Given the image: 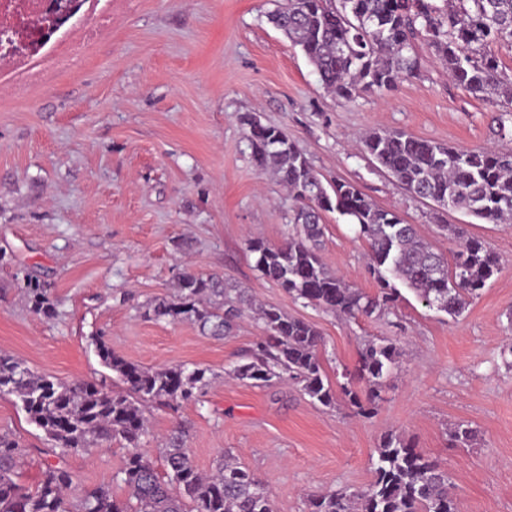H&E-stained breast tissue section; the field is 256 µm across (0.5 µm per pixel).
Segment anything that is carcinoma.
<instances>
[{"label": "carcinoma", "mask_w": 512, "mask_h": 512, "mask_svg": "<svg viewBox=\"0 0 512 512\" xmlns=\"http://www.w3.org/2000/svg\"><path fill=\"white\" fill-rule=\"evenodd\" d=\"M269 20L300 47L322 85L339 98L388 93L417 75L415 43L420 40L456 85L512 112V76L488 51L493 43L512 44V0H288ZM245 125L256 168L272 171L296 203L284 242L272 245L252 238L247 248L260 275L294 299L349 317L381 316L398 301L394 281L399 280L425 306L455 319L498 273V256L484 241L465 236L462 228L442 225L460 240L449 259L424 241L415 225L378 206L354 184L338 181L326 188L318 170L281 129L252 116ZM362 149L416 198L484 223L512 222L511 151L450 146L397 129L369 132ZM327 212L350 218L357 237L368 244L377 293L352 287L322 262L318 248ZM24 292L35 312L55 314L56 305L38 279L26 276ZM241 313V302L224 301L217 280L192 271L180 274L175 298L150 302L145 310L156 321L195 322L211 335L231 331ZM260 318L267 336L233 369L237 379L267 385L287 378L315 404L332 407L341 397L361 416L377 409L381 381L400 357L394 342L365 341L355 371L364 391L349 381L336 390L325 375L323 337L315 324L275 307L261 309ZM94 344L120 389L91 382L63 384L0 353V396H15L52 449L63 454L122 444L125 459L115 478L124 484L127 499H115L110 484L101 483L79 501H69L72 475L59 463L45 464L37 489H26L16 480L24 449L0 433V512H273L269 489L247 469L225 461L209 475L199 471L180 427L159 449L165 475L140 448L147 434L142 406L177 410L208 386L206 369H143L117 356L103 337H95ZM451 439L454 446L467 448L475 431L458 424ZM373 472V481L364 487L310 495L306 512H459L448 472L399 433L384 437Z\"/></svg>", "instance_id": "obj_1"}]
</instances>
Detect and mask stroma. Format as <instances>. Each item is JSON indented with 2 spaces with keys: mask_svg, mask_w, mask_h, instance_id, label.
I'll return each mask as SVG.
<instances>
[{
  "mask_svg": "<svg viewBox=\"0 0 512 512\" xmlns=\"http://www.w3.org/2000/svg\"><path fill=\"white\" fill-rule=\"evenodd\" d=\"M106 25L70 56L61 38L43 57L0 62V352L66 384H112L96 354L104 337L120 357L147 368L207 369L199 402L179 413L146 410L142 446L158 459L162 440L184 428L191 456L210 471L232 454L271 491L274 512H303L310 494L358 488L373 479L382 438L397 432L442 461L460 512H512V368L501 353L512 342V223L485 224L404 191L359 149L374 129H402L467 148L512 150L500 128L512 113L450 81L419 46L420 74L390 93L347 101L328 92L299 48L269 23L286 0H98ZM101 14V15H102ZM26 85L17 96L15 85ZM285 131L325 185L356 184L395 210L445 255L457 241L440 224L462 226L500 257V269L458 318L422 304L400 287L396 307L371 318L336 315L291 297L254 268L247 241L288 236L294 201L269 172H258L244 117ZM366 243L345 217L326 214L325 266L372 293ZM222 280L251 308L230 333L209 336L190 322L144 314L178 293L183 270ZM37 277L56 314L31 308L21 290ZM273 306L314 323L325 374L354 370L364 340L400 349L377 412L358 416L345 401L313 405L288 381L253 386L231 376L263 334L256 309ZM477 430L456 448L448 430ZM25 450L19 483L36 489L53 454L15 398L0 397V433ZM126 451L119 443L68 454L70 500L111 483Z\"/></svg>",
  "mask_w": 512,
  "mask_h": 512,
  "instance_id": "stroma-1",
  "label": "stroma"
}]
</instances>
